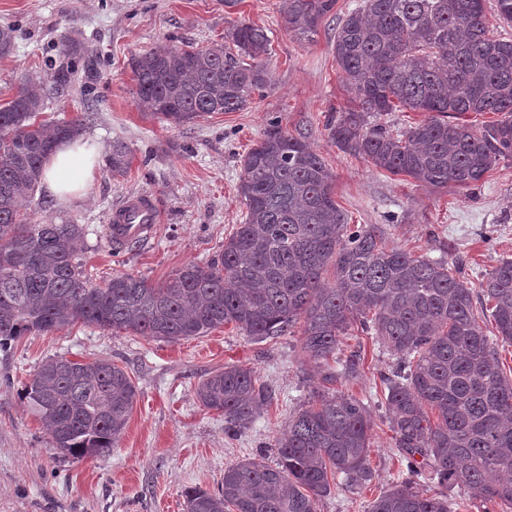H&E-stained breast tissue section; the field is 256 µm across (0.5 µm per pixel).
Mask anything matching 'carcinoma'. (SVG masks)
<instances>
[{
    "label": "carcinoma",
    "instance_id": "obj_1",
    "mask_svg": "<svg viewBox=\"0 0 512 512\" xmlns=\"http://www.w3.org/2000/svg\"><path fill=\"white\" fill-rule=\"evenodd\" d=\"M336 0H284L289 32L311 40ZM266 29L232 24L224 42L159 44L131 58L139 99L172 127L237 112L269 86ZM16 48L0 25V58ZM336 64L357 106L331 126V139L376 168L429 189H466L512 158V39L488 29L484 0H362L336 27ZM25 76L0 107V349L32 333L82 322L175 342L233 323L274 340L301 325L302 349L326 368L324 382L354 378L360 356H342L358 324L395 359L383 378L395 446L412 458L405 477L368 512H452L446 489L512 508V379L498 342L512 343V259L503 258L475 292L448 262L385 244L373 227H353L333 197L335 176L307 136L270 125L242 159V224L203 265L189 263L160 284L116 273L97 284L75 254L82 224H33L19 202L34 198L46 159L80 134L75 121H36L42 96ZM398 107L428 116L395 134L370 121ZM468 112L501 119L476 129ZM117 138L106 167L126 173ZM333 269V282L324 278ZM495 323L489 337L474 296ZM197 401L242 434L271 400L252 368L230 365L198 383ZM138 389L108 359L45 360L21 390L51 451L75 459L109 454L127 426ZM369 407L343 392L315 394L277 439L273 464L224 468L216 491L185 493V512H318L331 481L350 490L372 480ZM426 461L420 467L413 460ZM431 481L437 495L420 489Z\"/></svg>",
    "mask_w": 512,
    "mask_h": 512
}]
</instances>
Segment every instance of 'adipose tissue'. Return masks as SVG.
<instances>
[{
  "label": "adipose tissue",
  "instance_id": "1",
  "mask_svg": "<svg viewBox=\"0 0 512 512\" xmlns=\"http://www.w3.org/2000/svg\"><path fill=\"white\" fill-rule=\"evenodd\" d=\"M97 161V154L82 140L59 144L44 166L42 182L47 195L62 202L82 198Z\"/></svg>",
  "mask_w": 512,
  "mask_h": 512
}]
</instances>
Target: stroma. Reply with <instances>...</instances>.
Masks as SVG:
<instances>
[{"label": "stroma", "instance_id": "stroma-1", "mask_svg": "<svg viewBox=\"0 0 512 512\" xmlns=\"http://www.w3.org/2000/svg\"><path fill=\"white\" fill-rule=\"evenodd\" d=\"M282 0H0V25L16 30V49L0 59V106L33 76L44 119L79 120L82 136L107 155L113 139L130 147L124 176L98 166L87 195L73 204L23 201L35 224H82L78 244L89 274L103 280L129 272L164 281L189 263L218 254L245 212L239 186L242 157L270 122L304 132L336 176L334 193L349 223L372 226L386 245L457 263L458 278L478 286L501 258H512V158L477 186L428 190L383 172L334 143L327 127L354 98L334 54L336 20L313 40L289 34ZM262 26L270 38L264 64L271 82L246 109L215 113L173 128L150 116L136 95L130 61L155 44L202 47L224 40L231 23ZM84 43L62 87L53 66L65 64L68 38ZM150 193L162 215L150 239L114 249L107 237L113 208L127 196ZM344 352L363 357L345 393L369 403L373 417L368 463L372 481L349 491L332 487L318 512H368L407 465L385 419L384 375L394 359L372 332L352 330ZM54 356L106 358L125 368L139 397L127 427L105 456L57 457L49 436L19 393L31 373ZM232 364L251 367L272 392L241 436L224 433V417L204 409L194 390L209 373ZM324 369L302 351L300 333L259 342L227 324L176 342L76 323L31 334L0 350V512H185V492L216 490L224 468L244 459L273 462L275 440L313 392L325 390Z\"/></svg>", "mask_w": 512, "mask_h": 512}]
</instances>
